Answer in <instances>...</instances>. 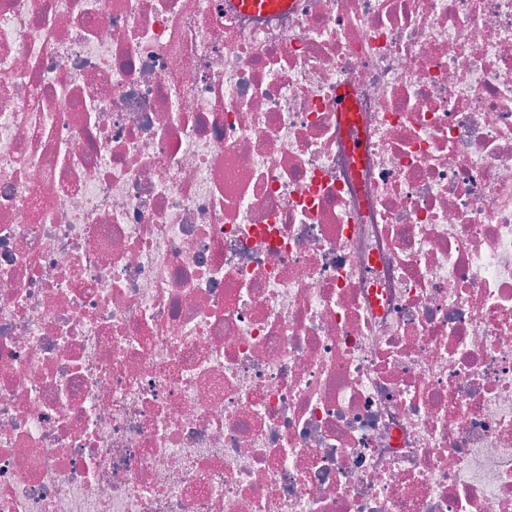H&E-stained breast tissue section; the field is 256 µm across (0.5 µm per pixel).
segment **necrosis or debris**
I'll return each instance as SVG.
<instances>
[{
	"label": "necrosis or debris",
	"mask_w": 512,
	"mask_h": 512,
	"mask_svg": "<svg viewBox=\"0 0 512 512\" xmlns=\"http://www.w3.org/2000/svg\"><path fill=\"white\" fill-rule=\"evenodd\" d=\"M0 512H512V0H0Z\"/></svg>",
	"instance_id": "obj_1"
}]
</instances>
